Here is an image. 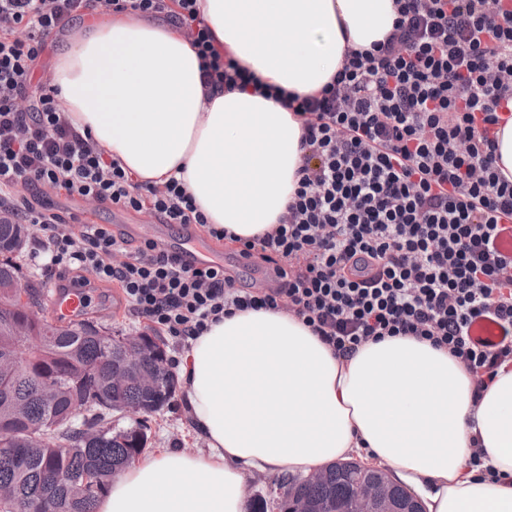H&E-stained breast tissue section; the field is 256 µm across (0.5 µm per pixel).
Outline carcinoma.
<instances>
[{
	"label": "carcinoma",
	"mask_w": 512,
	"mask_h": 512,
	"mask_svg": "<svg viewBox=\"0 0 512 512\" xmlns=\"http://www.w3.org/2000/svg\"><path fill=\"white\" fill-rule=\"evenodd\" d=\"M26 228L0 224V286L20 275L12 254L19 250ZM39 349L14 378L11 392L28 400V421L8 419L10 399L0 393V483L17 487L28 499L48 497L54 512H95L98 498L112 481L145 450L147 417L167 405L175 393L170 370H157L155 389L146 391L131 379L123 387H109L108 379L124 368L121 338L100 330L92 321H64L55 317L34 320ZM56 386V398L39 396L43 382ZM134 415L126 426H107L89 436L85 429L112 421V414ZM32 424L45 430L43 447L21 458L20 441ZM95 473L96 484L83 477ZM63 479H56L57 474ZM371 476L356 461H338L324 469L323 480L310 484L291 478L253 501L252 512H288V488L313 501L329 504L331 512L351 509L357 481Z\"/></svg>",
	"instance_id": "cac0c4a2"
}]
</instances>
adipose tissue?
Returning <instances> with one entry per match:
<instances>
[{"mask_svg": "<svg viewBox=\"0 0 512 512\" xmlns=\"http://www.w3.org/2000/svg\"><path fill=\"white\" fill-rule=\"evenodd\" d=\"M198 2L220 48L298 95L396 18L394 0ZM51 86L135 180L177 178L209 223L240 237L276 224L294 192L301 120L250 91L205 98L195 49L165 22L101 16L64 45ZM180 379L205 452L144 457L96 512H247L252 473L307 474L354 453L395 470L428 512H512L510 366L478 396L463 364L415 337L343 357L295 316L248 310L190 341Z\"/></svg>", "mask_w": 512, "mask_h": 512, "instance_id": "adipose-tissue-1", "label": "adipose tissue"}]
</instances>
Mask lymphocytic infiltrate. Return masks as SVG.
Masks as SVG:
<instances>
[{"label":"lymphocytic infiltrate","instance_id":"1","mask_svg":"<svg viewBox=\"0 0 512 512\" xmlns=\"http://www.w3.org/2000/svg\"><path fill=\"white\" fill-rule=\"evenodd\" d=\"M385 40L346 50L316 96L273 94L219 49L197 0H0V215L25 224L55 270H94L130 313L189 341L224 315L285 310L348 356L368 342L413 336L448 350L487 388L512 362V260L496 251L512 224V180L497 154L512 106V7L504 0H395ZM111 13L161 18L196 50L205 93L253 87L303 121V163L277 224L249 239L209 223L174 178L134 182L72 123L54 91L33 83L54 38L78 19ZM30 193L18 201V188ZM145 212L202 226L270 265L274 285L237 287L223 264H182L150 243L128 251L108 224H74L44 196ZM498 319L496 345L471 322Z\"/></svg>","mask_w":512,"mask_h":512}]
</instances>
